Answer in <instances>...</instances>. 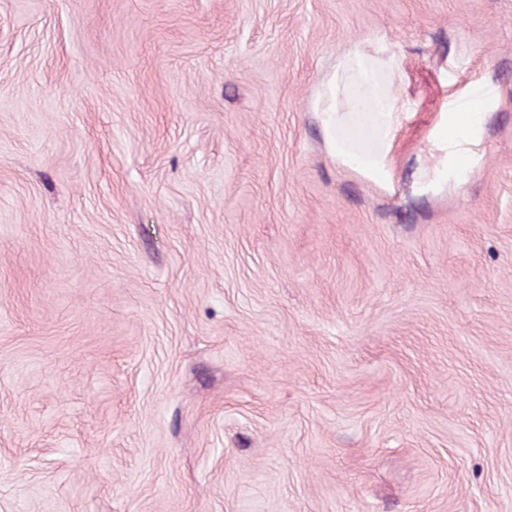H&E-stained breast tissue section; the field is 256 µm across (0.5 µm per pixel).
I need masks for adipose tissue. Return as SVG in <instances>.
I'll list each match as a JSON object with an SVG mask.
<instances>
[{
	"mask_svg": "<svg viewBox=\"0 0 512 512\" xmlns=\"http://www.w3.org/2000/svg\"><path fill=\"white\" fill-rule=\"evenodd\" d=\"M401 59L384 40H364L339 53L323 76L313 99L326 135V148L340 165L379 185L392 181L391 151L406 103L392 92ZM496 107L494 98L483 99L480 111L463 104L452 105L440 129L448 144V159L422 158L419 182L422 187L440 185L445 173L459 172L476 162L475 146L482 142L484 123ZM373 128L371 145L347 137L355 123Z\"/></svg>",
	"mask_w": 512,
	"mask_h": 512,
	"instance_id": "obj_1",
	"label": "adipose tissue"
}]
</instances>
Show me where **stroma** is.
<instances>
[{"label":"stroma","instance_id":"35a3bbf8","mask_svg":"<svg viewBox=\"0 0 512 512\" xmlns=\"http://www.w3.org/2000/svg\"><path fill=\"white\" fill-rule=\"evenodd\" d=\"M376 38L388 189L312 109ZM0 512H512V0H0ZM459 95L448 109V114L440 129V138L448 143V173L444 162L436 160L433 156L419 160V182L422 188L438 186L445 175L444 182L448 183V190L454 188L457 180H451L449 175L459 172L464 166L472 167L476 163V152L474 146L482 142V133L486 116L494 111L496 104L493 97H486L482 100L481 110L471 111L465 103L456 104ZM443 168V169H442Z\"/></svg>","mask_w":512,"mask_h":512}]
</instances>
